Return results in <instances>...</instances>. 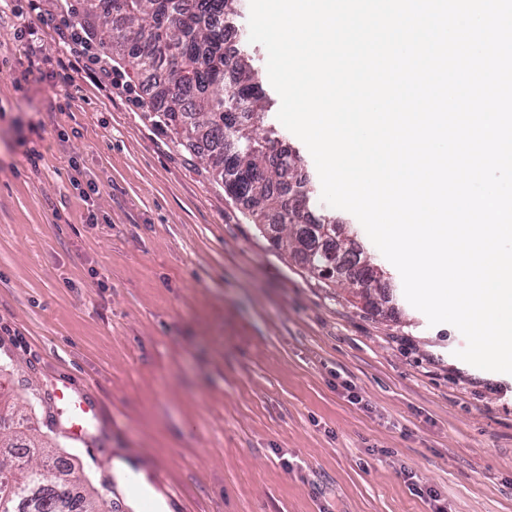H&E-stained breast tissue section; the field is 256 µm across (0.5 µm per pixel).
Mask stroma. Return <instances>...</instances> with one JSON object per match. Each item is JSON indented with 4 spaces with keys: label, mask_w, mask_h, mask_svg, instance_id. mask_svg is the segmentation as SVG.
<instances>
[{
    "label": "stroma",
    "mask_w": 512,
    "mask_h": 512,
    "mask_svg": "<svg viewBox=\"0 0 512 512\" xmlns=\"http://www.w3.org/2000/svg\"><path fill=\"white\" fill-rule=\"evenodd\" d=\"M85 20L82 0L0 10V383L28 438L106 512H131L118 458L169 512H512V374L458 359L349 212L336 235L382 287L313 277L121 60L62 87Z\"/></svg>",
    "instance_id": "obj_1"
}]
</instances>
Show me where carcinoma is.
Masks as SVG:
<instances>
[{"label":"carcinoma","mask_w":512,"mask_h":512,"mask_svg":"<svg viewBox=\"0 0 512 512\" xmlns=\"http://www.w3.org/2000/svg\"><path fill=\"white\" fill-rule=\"evenodd\" d=\"M86 11L112 14L122 24L101 45L141 75L165 68L157 92L159 123L177 138L209 146L207 162L224 192L241 202L257 224L280 225L275 244L289 249L302 241L303 226L324 224L307 210L314 190L297 184L288 194L280 186L293 172V160L267 150L275 139L260 133L267 101L258 70L245 43L224 52V28L218 19L230 15L229 0H84ZM301 255L310 273L328 278L324 246L305 243ZM24 416L0 409V512H102L80 492L79 478L51 461L44 446L15 444L1 429L23 428Z\"/></svg>","instance_id":"cac0c4a2"}]
</instances>
